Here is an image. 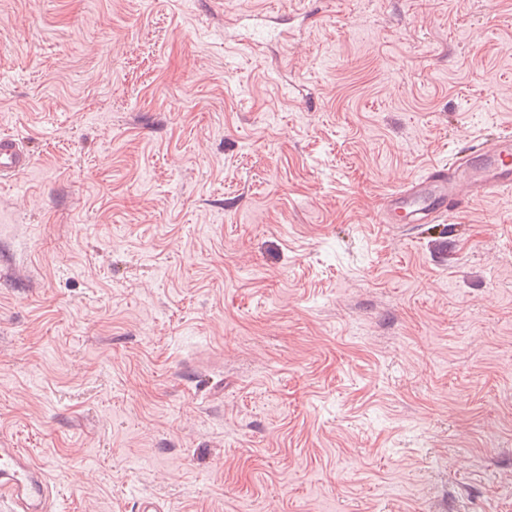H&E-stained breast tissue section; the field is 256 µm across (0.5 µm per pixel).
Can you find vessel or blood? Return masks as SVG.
Wrapping results in <instances>:
<instances>
[{"label": "vessel or blood", "mask_w": 512, "mask_h": 512, "mask_svg": "<svg viewBox=\"0 0 512 512\" xmlns=\"http://www.w3.org/2000/svg\"><path fill=\"white\" fill-rule=\"evenodd\" d=\"M32 163L16 138L0 135V183L15 178ZM512 192V130L481 139L467 155L453 154L420 177L390 192L382 201L385 224H443L463 201ZM0 499L11 512H54L51 487L28 454L0 441Z\"/></svg>", "instance_id": "vessel-or-blood-1"}]
</instances>
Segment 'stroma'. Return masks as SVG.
<instances>
[{"mask_svg": "<svg viewBox=\"0 0 512 512\" xmlns=\"http://www.w3.org/2000/svg\"><path fill=\"white\" fill-rule=\"evenodd\" d=\"M512 0H0V438L58 512H512ZM512 192V130L482 138L469 155L452 154L390 192L382 201L383 224H448L467 199ZM32 163V156L16 138L0 135V183L15 178Z\"/></svg>", "mask_w": 512, "mask_h": 512, "instance_id": "stroma-1", "label": "stroma"}]
</instances>
